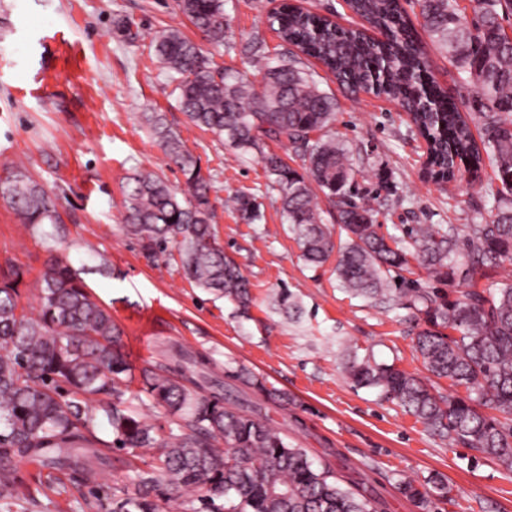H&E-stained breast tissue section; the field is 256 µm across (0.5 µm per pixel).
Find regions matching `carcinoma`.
Here are the masks:
<instances>
[{
	"label": "carcinoma",
	"instance_id": "obj_1",
	"mask_svg": "<svg viewBox=\"0 0 512 512\" xmlns=\"http://www.w3.org/2000/svg\"><path fill=\"white\" fill-rule=\"evenodd\" d=\"M469 2L476 15L472 23L460 0H416L420 25L475 88L477 108L486 117L479 142L468 117L430 71L415 24L399 0H348L378 38L289 3L273 13L272 25L283 45L320 62L351 93L384 95L411 111L427 144L428 179L450 182L463 173L476 179L486 154L495 161L502 190L512 193V34L503 25L512 16V0ZM178 7L210 42L224 45V0H178ZM248 49L263 66L259 86L216 70L176 28L155 38L156 56L176 82L179 106L192 125L226 136L243 151L260 149V132L289 143L302 169L275 153L262 159L280 189L283 214L304 259L321 265L334 254L336 278L347 293L374 304L400 302L420 315L414 346L429 377L353 356L347 363L352 382L380 389L429 431L512 471V284L492 291L464 288L453 299L441 287L413 282L390 287L391 273L405 269L411 258L442 285L459 259L466 280L488 275L502 259L511 261L512 206L498 209L490 224L414 228L406 240L379 233L373 207L351 200L353 172L345 145L328 135L336 99L292 52L281 53L273 65L261 38ZM146 119L184 175L185 188L177 192L150 173L133 177L123 191L128 231L152 262L178 249L191 282L246 312L250 284L215 241L209 182L163 114L151 112ZM314 185L336 207L345 240L335 241L323 223ZM0 198L29 229L58 223L55 198L22 170L0 180ZM234 202L245 219H258L255 197L241 194ZM23 279L14 265L0 271V512H13L26 496L14 460L34 456L50 476L89 474L103 449L117 446L137 456L149 453L153 463L133 469L129 482L115 488V512H161V504L184 493L200 503L193 512H385L379 498L343 486L331 463H317L306 449L288 443L233 391L203 393V373L201 383L188 389L184 363L206 369L204 355L174 350V362L143 368L142 389L132 392V368L120 349L122 331L67 257H51L34 282L39 302L34 315L19 305ZM277 303L290 318L301 311L286 290ZM232 378L284 409L294 405L287 392L268 388L243 368ZM436 379L464 387L467 395H442ZM142 393L177 416V432L161 436L144 420L132 404ZM97 395L109 401L96 407L89 397ZM103 427L112 440L98 437ZM399 490L424 512L448 497L441 480L405 482Z\"/></svg>",
	"mask_w": 512,
	"mask_h": 512
}]
</instances>
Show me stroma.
<instances>
[{"instance_id": "obj_1", "label": "stroma", "mask_w": 512, "mask_h": 512, "mask_svg": "<svg viewBox=\"0 0 512 512\" xmlns=\"http://www.w3.org/2000/svg\"><path fill=\"white\" fill-rule=\"evenodd\" d=\"M277 3L224 0L228 30L217 48L177 0H0V174L25 168L55 198L61 218L32 232L0 200V269L23 267L28 286L21 302L32 310L38 303L31 282L51 256H68L122 328L133 369L162 362L163 350L176 344L207 355L215 375L244 367L287 391L296 406L265 402L261 417L289 443L330 461L344 480L373 491L386 512H420L399 487L435 476L448 482L436 512H512V472L432 434L379 389L356 387L347 377L344 364L353 352L426 376L412 342L414 312L350 297L338 284L334 261L315 267L304 260L261 159L268 151L296 165L288 144L268 140L263 151L240 153L190 124L178 107L176 84L155 55L156 31L178 28L216 68L257 82L261 76L243 47L258 36L270 55L280 52L270 25ZM419 37L438 81L462 112L473 114V133L481 135L473 85L427 32ZM304 67L336 99L330 132L349 151L353 197L373 199L381 233L400 238L421 224H489L497 207L512 205V194L492 199L498 183L488 159L476 182L459 179L439 188L424 176L425 142L396 101L351 94L316 60ZM149 112L163 113L210 180L217 241L250 283L248 314L190 282L179 253L148 261L125 230L122 191L129 178L152 173L177 189L184 183L150 130ZM241 193L255 197L258 221L240 218L233 199ZM284 288L302 308L299 321L275 308ZM107 455L95 485L64 477L16 512H112V489L126 483L132 469L126 452Z\"/></svg>"}]
</instances>
